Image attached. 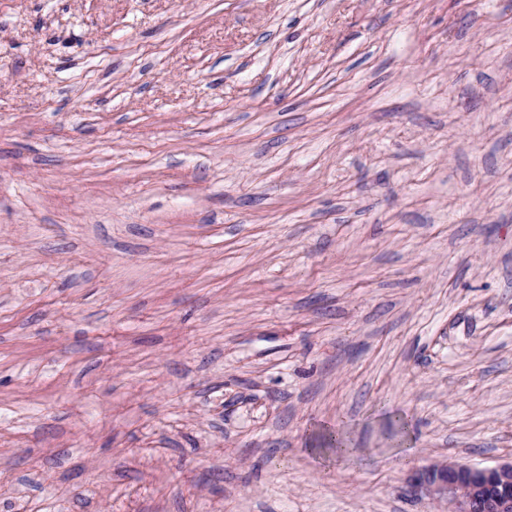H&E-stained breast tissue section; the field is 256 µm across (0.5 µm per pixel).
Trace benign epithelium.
<instances>
[{
    "label": "benign epithelium",
    "instance_id": "7a95c632",
    "mask_svg": "<svg viewBox=\"0 0 512 512\" xmlns=\"http://www.w3.org/2000/svg\"><path fill=\"white\" fill-rule=\"evenodd\" d=\"M448 503V512H512V460L493 468L434 464L411 482Z\"/></svg>",
    "mask_w": 512,
    "mask_h": 512
}]
</instances>
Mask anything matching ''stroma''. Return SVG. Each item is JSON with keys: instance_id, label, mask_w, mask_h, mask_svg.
Returning a JSON list of instances; mask_svg holds the SVG:
<instances>
[{"instance_id": "obj_1", "label": "stroma", "mask_w": 512, "mask_h": 512, "mask_svg": "<svg viewBox=\"0 0 512 512\" xmlns=\"http://www.w3.org/2000/svg\"><path fill=\"white\" fill-rule=\"evenodd\" d=\"M511 458L512 0H0V512Z\"/></svg>"}]
</instances>
